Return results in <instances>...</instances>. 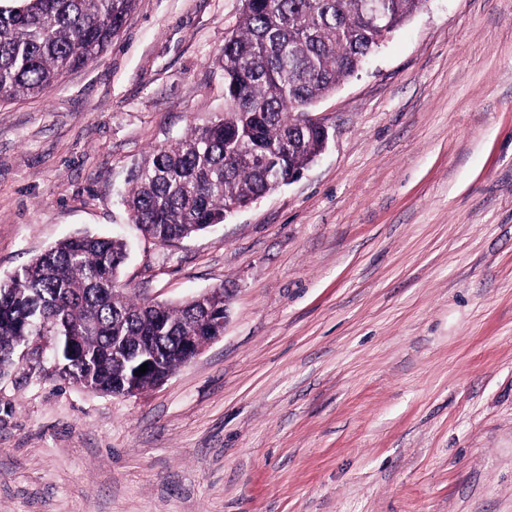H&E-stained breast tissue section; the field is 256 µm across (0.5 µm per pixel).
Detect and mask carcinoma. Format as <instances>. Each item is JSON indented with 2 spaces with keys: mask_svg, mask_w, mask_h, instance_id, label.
Wrapping results in <instances>:
<instances>
[{
  "mask_svg": "<svg viewBox=\"0 0 512 512\" xmlns=\"http://www.w3.org/2000/svg\"><path fill=\"white\" fill-rule=\"evenodd\" d=\"M425 0H381L391 28L365 20V0H246L222 50L224 116L194 126L175 144L153 149L129 179L125 203L141 234L169 245L224 223L241 206L280 187L323 146L322 133L301 129L297 113L355 74L391 31ZM136 0H15L0 4V102L44 97L62 77L97 59L120 33ZM253 150L257 164L240 161ZM127 256L119 238L63 239L0 287V375L12 355L42 330L81 337V359L61 379L119 394L129 359L116 347L139 348L154 336L161 375L186 363L180 336H200L206 309L224 311V294L201 305L163 306L135 299L118 284Z\"/></svg>",
  "mask_w": 512,
  "mask_h": 512,
  "instance_id": "cac0c4a2",
  "label": "carcinoma"
}]
</instances>
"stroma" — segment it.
<instances>
[{
    "label": "stroma",
    "instance_id": "stroma-1",
    "mask_svg": "<svg viewBox=\"0 0 512 512\" xmlns=\"http://www.w3.org/2000/svg\"><path fill=\"white\" fill-rule=\"evenodd\" d=\"M244 8L137 0L97 61L0 104V280L120 236L130 293L228 304L139 395L0 377V512H512V0H427L313 106L301 179L155 244L131 172L222 117Z\"/></svg>",
    "mask_w": 512,
    "mask_h": 512
}]
</instances>
